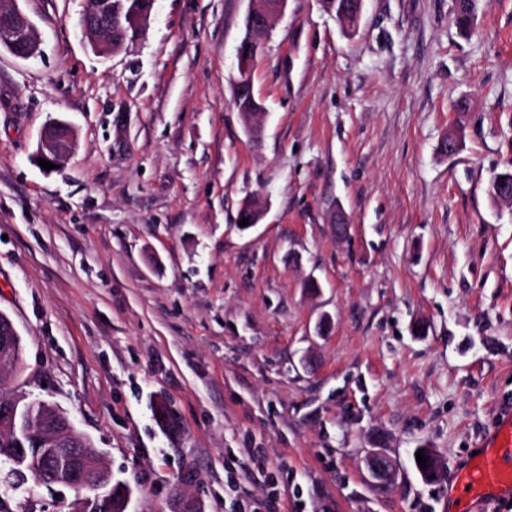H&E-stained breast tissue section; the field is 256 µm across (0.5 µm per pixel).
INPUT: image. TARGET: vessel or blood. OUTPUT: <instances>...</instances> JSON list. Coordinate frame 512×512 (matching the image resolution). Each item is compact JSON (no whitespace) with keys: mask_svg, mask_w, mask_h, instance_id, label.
Wrapping results in <instances>:
<instances>
[{"mask_svg":"<svg viewBox=\"0 0 512 512\" xmlns=\"http://www.w3.org/2000/svg\"><path fill=\"white\" fill-rule=\"evenodd\" d=\"M471 497L475 505L499 497H512V407L505 408L497 426L487 435L472 464L451 484Z\"/></svg>","mask_w":512,"mask_h":512,"instance_id":"vessel-or-blood-1","label":"vessel or blood"}]
</instances>
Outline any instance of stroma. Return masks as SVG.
<instances>
[{
    "label": "stroma",
    "mask_w": 512,
    "mask_h": 512,
    "mask_svg": "<svg viewBox=\"0 0 512 512\" xmlns=\"http://www.w3.org/2000/svg\"><path fill=\"white\" fill-rule=\"evenodd\" d=\"M84 3L20 0L41 53L0 48V311L25 344L10 383L92 440L128 512L181 495L451 512V477L512 400V204L488 193L512 164V0H484L467 32L456 0H364L350 35L324 0H287L252 68L255 136L233 102L254 0H155L144 38L108 54ZM57 118L74 140L46 171L33 154ZM253 195L268 208L243 230ZM0 487L6 512L74 498L4 466ZM365 467L372 484L383 490L389 487L394 464L388 455L380 451L369 453L365 459Z\"/></svg>",
    "instance_id": "obj_1"
}]
</instances>
